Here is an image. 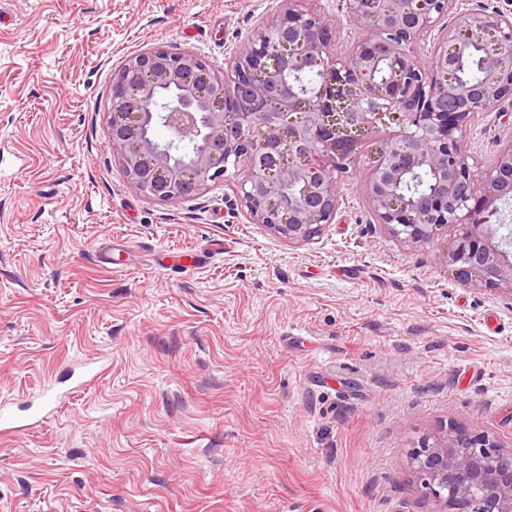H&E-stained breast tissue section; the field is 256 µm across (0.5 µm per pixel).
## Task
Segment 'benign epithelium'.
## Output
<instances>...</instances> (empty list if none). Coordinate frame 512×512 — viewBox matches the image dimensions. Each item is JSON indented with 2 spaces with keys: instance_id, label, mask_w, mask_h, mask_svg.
<instances>
[{
  "instance_id": "1",
  "label": "benign epithelium",
  "mask_w": 512,
  "mask_h": 512,
  "mask_svg": "<svg viewBox=\"0 0 512 512\" xmlns=\"http://www.w3.org/2000/svg\"><path fill=\"white\" fill-rule=\"evenodd\" d=\"M282 0L280 11L225 61L153 47L112 76L109 141L127 186L159 202L193 199L242 173L249 218L284 241L320 236L344 197L346 174L369 155L364 183L376 221L399 242L431 243L455 230L442 256L475 292L512 303V142L487 167L467 138L474 116L512 104V9L472 0H343L349 49L322 8ZM487 47L478 81L456 78L460 58ZM312 76L309 85L301 79ZM162 125L197 139L159 142ZM427 168L432 192L405 196ZM296 187L295 194L287 189ZM414 473L447 512H512V454L485 435L452 429L423 437Z\"/></svg>"
}]
</instances>
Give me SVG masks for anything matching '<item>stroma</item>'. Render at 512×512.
<instances>
[{"label": "stroma", "mask_w": 512, "mask_h": 512, "mask_svg": "<svg viewBox=\"0 0 512 512\" xmlns=\"http://www.w3.org/2000/svg\"><path fill=\"white\" fill-rule=\"evenodd\" d=\"M280 7L0 0V398L112 362L0 441V512H440L410 465L422 437L460 427L512 453V306L441 262L452 235L391 238L366 161L300 245L229 208L232 170L188 201L127 188L115 70L149 47L223 68ZM472 135L490 165L512 111L478 114ZM208 250L196 270L164 267Z\"/></svg>", "instance_id": "35a3bbf8"}]
</instances>
